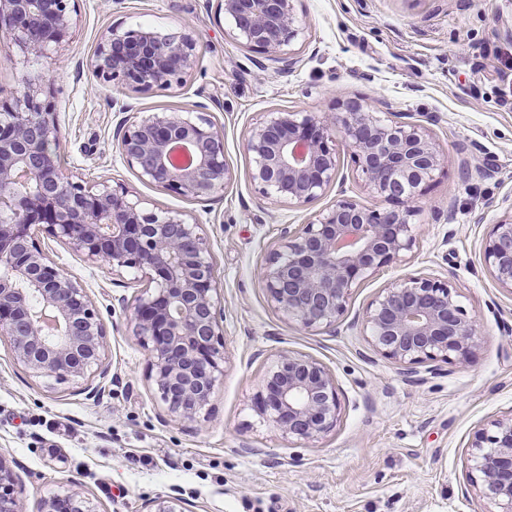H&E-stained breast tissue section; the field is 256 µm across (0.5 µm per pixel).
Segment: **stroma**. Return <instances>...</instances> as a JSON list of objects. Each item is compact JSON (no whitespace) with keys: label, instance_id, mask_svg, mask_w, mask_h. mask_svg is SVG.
Wrapping results in <instances>:
<instances>
[{"label":"stroma","instance_id":"stroma-1","mask_svg":"<svg viewBox=\"0 0 512 512\" xmlns=\"http://www.w3.org/2000/svg\"><path fill=\"white\" fill-rule=\"evenodd\" d=\"M305 25L296 70L259 72L233 39L216 0H77L68 37L48 57L0 42V102L25 80L50 83L66 172L124 184L150 208L200 224L224 308V374L197 422L165 423L149 377L151 356L133 334V273L85 261L59 239L42 249L85 288L107 330L104 370L83 381L37 376L0 337V456L18 462L25 512L78 477L95 512H149L177 495L192 512H486L468 479L476 430L512 412V293L482 263L493 224L512 211V0H298ZM137 26L190 33L199 55L183 84L129 93L92 74L108 31ZM361 99L375 112L427 123L443 164L422 186L404 262L356 288L335 332H310L270 303L258 269L281 230L336 199L372 204L344 142L336 180L302 207L264 198L250 177V127L277 110L329 112ZM205 104L224 133L232 183L197 201L143 182L122 158V120L191 112ZM407 274L448 281L478 324L481 346L463 362L421 366L415 379L373 351L362 315L381 288ZM307 354L339 388L334 431L288 441L255 411L274 355Z\"/></svg>","mask_w":512,"mask_h":512}]
</instances>
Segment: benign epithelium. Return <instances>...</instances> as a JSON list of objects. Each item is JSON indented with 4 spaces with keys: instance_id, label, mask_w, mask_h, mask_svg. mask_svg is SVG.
Wrapping results in <instances>:
<instances>
[{
    "instance_id": "7a95c632",
    "label": "benign epithelium",
    "mask_w": 512,
    "mask_h": 512,
    "mask_svg": "<svg viewBox=\"0 0 512 512\" xmlns=\"http://www.w3.org/2000/svg\"><path fill=\"white\" fill-rule=\"evenodd\" d=\"M73 0H0V35L25 56L41 57L72 26ZM234 39L259 54L254 65L295 69L287 50L304 34L297 0H218ZM198 39L144 29L110 31L98 46L93 76L134 92L182 82L195 66ZM195 117L165 112L122 121L119 152L139 177L177 195L208 199L233 174L224 135L197 106ZM340 134L371 195V207L338 198L304 224L284 230L259 269L271 304L309 331L332 329L355 288L404 261L420 187L443 163L429 129L405 112L383 121L367 104L337 103L330 113L280 110L249 129L245 149L260 194L304 206L336 180ZM189 155L185 165L173 154ZM50 89L27 86L0 105V335L15 360L36 375L84 379L102 365L106 326L87 292L43 251L39 235L62 239L87 261L145 274L133 303L134 330L152 361L150 378L167 421H196L224 372L223 311L200 225L179 212L157 213L122 184L87 185L63 172ZM496 283L512 293V213L493 225L482 252ZM362 327L369 345L408 375L429 362L466 360L480 347L476 320L448 282L409 275L380 290ZM256 411L291 440L311 442L336 429V378L317 360L282 352L268 366ZM469 479L489 512H512V414L478 429ZM16 476L0 457V512H24ZM74 489L43 500L41 512H95Z\"/></svg>"
}]
</instances>
